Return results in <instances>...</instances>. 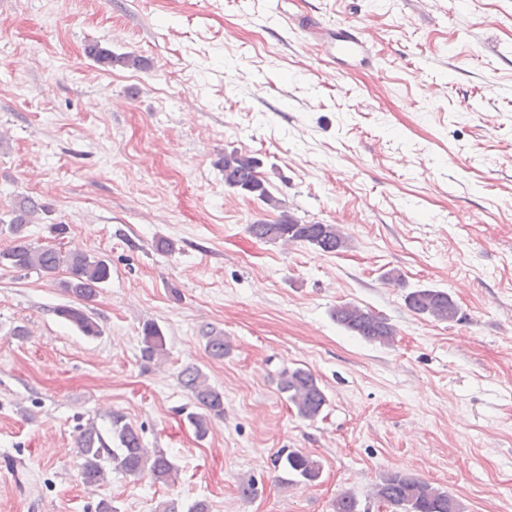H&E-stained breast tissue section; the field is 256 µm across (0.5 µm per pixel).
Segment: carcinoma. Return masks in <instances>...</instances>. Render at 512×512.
<instances>
[{"mask_svg":"<svg viewBox=\"0 0 512 512\" xmlns=\"http://www.w3.org/2000/svg\"><path fill=\"white\" fill-rule=\"evenodd\" d=\"M85 52L100 64L128 63L137 68L144 61L130 55H114L96 42H90ZM259 161L236 149L224 152V186L252 195L264 204L278 209L280 200L269 191L258 171ZM44 210L28 197L20 199L11 210L9 227L16 243L0 252V261L20 271H35L52 276L66 271L61 282L64 291L76 303L62 305L55 314L76 328L82 335L96 337L100 326L82 308V304L96 296L98 288L111 277V267L103 259L78 251H63L54 245H33L25 240L26 226ZM248 231L265 241H284L305 244L320 253L335 254L349 248V236L337 224H307L287 213L269 223L259 221L248 225ZM405 304L416 315L438 322L453 323L461 319L460 308L451 295L440 288H416L405 296ZM338 325L353 336L381 345H388L397 336V330L388 320L354 303H343L333 310ZM206 351L215 359H222L229 352L224 333L211 330L206 333ZM141 357L146 362L158 360L167 354L166 337L154 322L143 324L140 336ZM183 386L188 389L200 413L187 415L197 436L205 437L210 418L224 416V392L211 385L206 375L197 367H187L180 373ZM279 391L286 396L296 414L306 420L317 418L327 404V397L314 374L303 368L282 372ZM77 454L81 459L80 477L87 486H97L105 481L108 471L139 477L149 474L156 483L174 481L177 468L160 450L146 448L140 431L125 421L121 414L110 416L108 435L92 426L83 430L77 439ZM289 473L304 483L315 482L321 474L319 461L299 452H290L277 459ZM372 497L389 505L392 512H464L462 504L448 492L433 486L410 473H388L375 485ZM334 512H360L354 494L347 492L333 505Z\"/></svg>","mask_w":512,"mask_h":512,"instance_id":"carcinoma-1","label":"carcinoma"}]
</instances>
